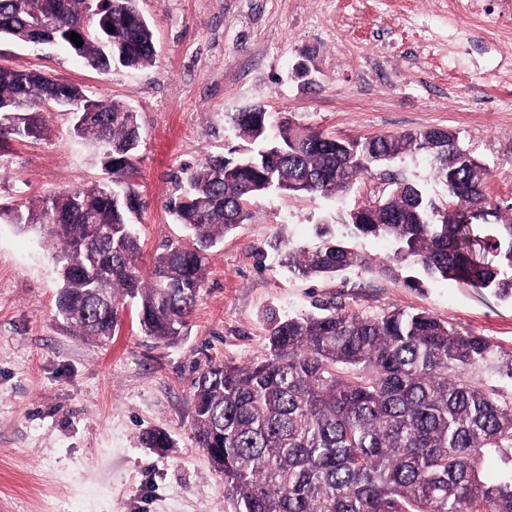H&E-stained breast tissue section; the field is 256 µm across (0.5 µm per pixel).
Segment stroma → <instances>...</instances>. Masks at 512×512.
I'll return each instance as SVG.
<instances>
[{"label": "stroma", "mask_w": 512, "mask_h": 512, "mask_svg": "<svg viewBox=\"0 0 512 512\" xmlns=\"http://www.w3.org/2000/svg\"><path fill=\"white\" fill-rule=\"evenodd\" d=\"M464 0H138L155 55L139 69L102 74L52 45L0 39V67L67 81L98 100L122 102L140 127L133 178L142 206L138 267L184 242L167 208L190 168L231 156L242 143L233 119L260 105L343 140L430 128L455 132L489 170L486 193L512 219V83L485 72L512 64L506 38L472 26ZM470 27L463 70L448 69V27ZM49 135L0 148V205L107 182L73 116L48 112ZM401 179L438 201L447 189L420 154L392 161ZM376 175L332 198L270 193L209 255L187 335L164 345L145 337L127 305L105 346L76 335L56 313L60 287L42 236L0 221V512H236L224 477L197 448L195 377L208 364L263 360L270 324L311 313L318 299L380 316L424 310L462 335L512 351V299L452 280L405 284L391 242L352 238L347 213L377 194ZM332 225L365 263L331 278L282 266L287 244L312 248L314 227ZM173 445L145 446L150 430Z\"/></svg>", "instance_id": "stroma-1"}]
</instances>
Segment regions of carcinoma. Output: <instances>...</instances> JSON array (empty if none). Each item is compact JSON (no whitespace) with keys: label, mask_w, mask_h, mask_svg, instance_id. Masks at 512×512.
Masks as SVG:
<instances>
[{"label":"carcinoma","mask_w":512,"mask_h":512,"mask_svg":"<svg viewBox=\"0 0 512 512\" xmlns=\"http://www.w3.org/2000/svg\"><path fill=\"white\" fill-rule=\"evenodd\" d=\"M38 16L56 21V39L95 70L138 68L154 55L153 34L137 0H0V37L33 34ZM79 35L76 46L71 33ZM64 98L88 109L75 135L89 142L111 184L49 194L8 215L23 231L47 230L60 267L56 309L82 336L112 340L126 300L135 301L143 335L174 344L185 335L205 283L209 251L248 216L246 203L272 187L329 197L360 176L380 172L392 186L374 209L351 210L355 236L387 239L396 259L423 280H456L512 298V223L490 224L485 165L439 128L338 141L288 114L239 112L233 157L209 156L192 170L188 191L170 202L191 241L154 258L140 275L132 216L141 206L128 181L140 142L135 113L90 98L81 87L41 73L0 68V138L41 140L44 103ZM407 153L433 160L448 214L423 188L384 171ZM489 233L478 240L475 221ZM320 248L290 249L288 268L334 276L363 259L332 230L315 227ZM495 252L496 266L474 246ZM276 322L268 357L214 363L194 381L193 430L237 512H512V351L482 336H460L423 311L380 317L348 314L333 302ZM500 477L489 483L483 462Z\"/></svg>","instance_id":"1"}]
</instances>
